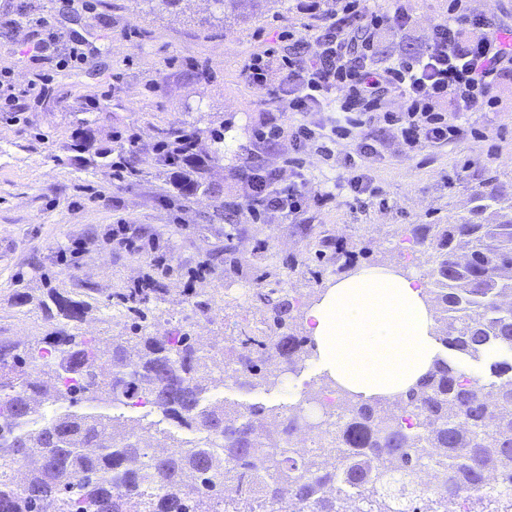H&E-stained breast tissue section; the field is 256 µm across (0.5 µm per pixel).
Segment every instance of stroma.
<instances>
[{
    "label": "stroma",
    "mask_w": 512,
    "mask_h": 512,
    "mask_svg": "<svg viewBox=\"0 0 512 512\" xmlns=\"http://www.w3.org/2000/svg\"><path fill=\"white\" fill-rule=\"evenodd\" d=\"M335 5L288 0L285 8L243 23L201 27L196 20L207 15V0H187L177 19L148 13L143 0H0V14L29 6L51 15L60 46L78 40L90 53L86 64L61 69L32 58L35 33L0 29V73L9 74L17 95L16 111L0 112V336L27 343L45 335L39 300L46 289L60 288L92 297L81 331L109 349L113 337L126 332L112 315L113 297L142 282L158 255L171 268L165 279L171 295L156 311L152 333L179 325L195 336H233L262 316L245 294L260 285V255H274L281 288L302 304L335 277V263L316 260L308 228L340 239L356 264H393L401 262L398 247L415 225L454 223L476 193L512 195L511 76L496 85L495 111L458 118L461 133L447 145L409 153L391 127L374 123L382 145L364 166L382 200L361 204L343 193L283 219L246 208L229 216L217 212L209 196L178 195L170 171L155 160L163 128L199 125L195 151L203 157L214 149L210 129H223L224 160L210 176L225 195L236 193L235 173L251 161L281 169L284 181H293L283 164L288 140L254 142L260 93L244 81L241 65L274 35L303 31L314 14ZM405 6L415 19L413 32H382L374 47L377 65L418 50L448 16V0H405ZM86 117L92 120L89 147L78 153L72 134ZM132 136L139 140L140 171L115 181L95 152L127 146ZM459 169L463 181L449 186ZM95 190L103 200L92 198ZM120 221L144 242L143 251L113 244L112 227ZM231 223L241 264L228 273L224 229ZM194 288L214 289L210 310L184 302L183 291ZM215 396L276 412L297 400L284 386L250 391L228 384Z\"/></svg>",
    "instance_id": "35a3bbf8"
}]
</instances>
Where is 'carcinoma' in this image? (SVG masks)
Here are the masks:
<instances>
[{
  "mask_svg": "<svg viewBox=\"0 0 512 512\" xmlns=\"http://www.w3.org/2000/svg\"><path fill=\"white\" fill-rule=\"evenodd\" d=\"M197 24L239 17L242 0H210ZM149 12L183 15V0H147ZM209 161L195 135L161 131L158 162L175 165L174 186L220 200L208 180L224 161V131L209 130ZM453 224H419L413 239L430 252L427 293L435 335L448 349L416 389L390 402L344 397L350 418L322 430L305 462L293 438L298 410L205 404L230 379L245 389L282 381L265 366L276 353L294 369L312 357L311 341L292 331L296 300L282 288H258L261 324L222 337L231 354L219 376L215 345L179 327L148 331V315L167 288L117 295L134 314L132 336L112 337L107 369L97 338L77 333L90 305L56 288L39 301L49 332L28 344L0 336V512H459L463 492L512 512V197L478 193ZM235 233L224 232V265H239ZM150 407L180 430L155 439L139 419L114 407Z\"/></svg>",
  "mask_w": 512,
  "mask_h": 512,
  "instance_id": "obj_1",
  "label": "carcinoma"
}]
</instances>
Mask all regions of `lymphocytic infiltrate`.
Instances as JSON below:
<instances>
[{
    "label": "lymphocytic infiltrate",
    "mask_w": 512,
    "mask_h": 512,
    "mask_svg": "<svg viewBox=\"0 0 512 512\" xmlns=\"http://www.w3.org/2000/svg\"><path fill=\"white\" fill-rule=\"evenodd\" d=\"M38 27L42 36L33 49L41 58L76 67L86 60L81 44L58 52L57 36L47 16L16 12L0 15V28ZM412 17L402 0L388 7L370 0H336L335 10L317 25L297 35L291 57L281 56L276 44L246 59L241 75L261 93L263 116L253 131L257 141L288 139L293 151L319 142L325 159L335 158L331 142L355 138L357 154L338 159L344 173L333 185L313 192L305 177L282 183L278 173L260 165L243 166L237 173L242 192L224 207H248L289 218L307 203L319 205L347 191L354 201L379 197L381 189L364 170L365 158L378 152L376 140L364 132L375 118L395 127L408 150L447 143L460 129L454 118L463 112H491L496 108V82L512 70V46H503L497 23L486 16H470L461 0H449L448 17L437 23L422 52L404 55L385 66L374 63L373 46L380 32L405 33ZM396 96L400 111L384 108L385 95ZM335 98L342 123L320 134L295 123L298 114L317 112Z\"/></svg>",
    "instance_id": "1"
}]
</instances>
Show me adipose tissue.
<instances>
[{"instance_id": "ef3b65f1", "label": "adipose tissue", "mask_w": 512, "mask_h": 512, "mask_svg": "<svg viewBox=\"0 0 512 512\" xmlns=\"http://www.w3.org/2000/svg\"><path fill=\"white\" fill-rule=\"evenodd\" d=\"M301 321L314 363L357 402L407 392L439 356L427 285L410 270L356 268L330 279Z\"/></svg>"}]
</instances>
